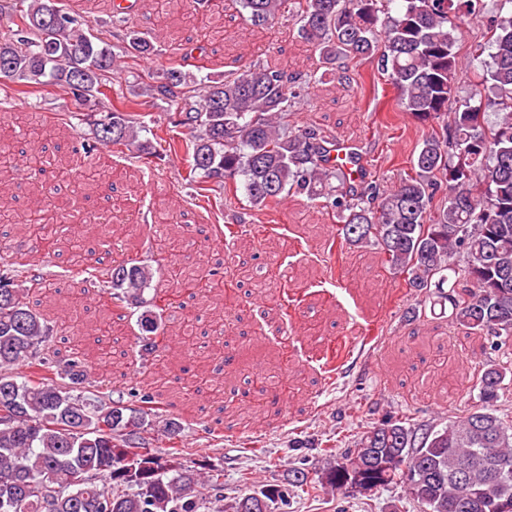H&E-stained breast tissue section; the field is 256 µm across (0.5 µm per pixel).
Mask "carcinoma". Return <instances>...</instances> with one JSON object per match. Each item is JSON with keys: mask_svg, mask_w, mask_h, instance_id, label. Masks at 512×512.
Returning a JSON list of instances; mask_svg holds the SVG:
<instances>
[{"mask_svg": "<svg viewBox=\"0 0 512 512\" xmlns=\"http://www.w3.org/2000/svg\"><path fill=\"white\" fill-rule=\"evenodd\" d=\"M148 2L158 23L147 30L126 27L118 53L91 21L58 0H14L0 24V78L11 83L5 97L33 96L51 85L78 105L104 104L90 113L91 141L72 158L43 146L59 134L47 117L31 127L19 112L0 116V194L10 193L23 172L29 196L24 208L0 199V226L48 251L66 244L69 276L99 285V306L139 310L138 357L150 364L151 377V390L131 388L141 403L137 409L121 396L87 390L79 324L31 305L33 297L50 298L56 273L10 254L11 243L0 240L8 254L0 260V512H224V470L182 463L183 425L159 407L158 398L175 382L188 398L205 387L224 400L215 377L184 368L169 378L168 324L176 323L182 351L223 354L224 312L216 314L212 340L204 346L193 334L198 317L175 305L174 297L231 302L241 281L186 262L183 239L164 223L155 225L154 241L167 288L155 287L153 269L122 247L108 268L88 263L80 239L64 233L69 203L56 196L64 182L76 194L105 185L96 168L104 150L120 157L134 147L140 160L180 159L192 201L210 212L223 210L240 191L261 210L304 196L336 217L339 241L327 243L328 258L336 247H374L385 268L403 277L405 296L414 299L404 315L419 317L428 302L446 304L453 326L483 340V349L496 351L512 340V0H500L484 27L491 63L463 100L456 98L458 31L460 22L478 16L479 0H235L254 28L288 10L297 37L340 80L353 79L352 63L370 62L397 90L386 124L408 116L428 126L411 151L409 171L390 190L366 179L357 183L327 164L321 131L277 125L301 85L320 79L275 65L199 81L176 65L149 73L153 98L175 119L140 139V101L116 89L122 74L117 59L130 60L127 68L134 70L158 53L160 35L175 22L188 19L212 30L224 11L221 0H188L176 12L164 0ZM177 127L186 132H174ZM21 141L28 150L10 149ZM285 278L273 263L260 271L257 288L263 293ZM65 325L75 341L71 358L60 364L49 346ZM469 378L479 405L464 417L440 427L418 424L408 412L380 422L362 419L345 451L325 441L322 452L333 460L325 476L316 480L297 466L287 481L261 484L257 493L284 508L291 495L327 485L350 496L358 476L377 489L411 483L406 499L429 512H512V411L502 407L512 363L476 361ZM427 380L448 392V354L434 355ZM254 383L263 395L286 391L274 373ZM155 422L169 442L162 452L140 445Z\"/></svg>", "mask_w": 512, "mask_h": 512, "instance_id": "1", "label": "carcinoma"}]
</instances>
